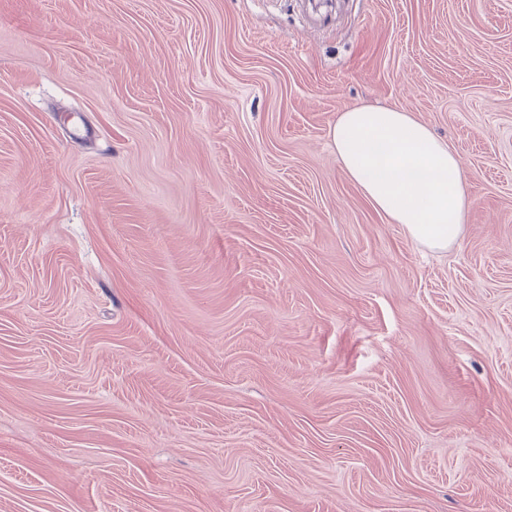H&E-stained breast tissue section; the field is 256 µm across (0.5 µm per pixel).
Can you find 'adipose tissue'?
I'll use <instances>...</instances> for the list:
<instances>
[{"label": "adipose tissue", "mask_w": 512, "mask_h": 512, "mask_svg": "<svg viewBox=\"0 0 512 512\" xmlns=\"http://www.w3.org/2000/svg\"><path fill=\"white\" fill-rule=\"evenodd\" d=\"M331 140L343 173L389 223L433 251L457 242L471 201L445 140L409 113L367 106L341 112Z\"/></svg>", "instance_id": "obj_1"}]
</instances>
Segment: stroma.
I'll return each instance as SVG.
<instances>
[{
	"label": "stroma",
	"instance_id": "stroma-1",
	"mask_svg": "<svg viewBox=\"0 0 512 512\" xmlns=\"http://www.w3.org/2000/svg\"><path fill=\"white\" fill-rule=\"evenodd\" d=\"M0 0V512H512V0ZM412 113L427 251L346 178ZM331 140L343 173L389 223L429 250L457 242L471 201L448 142L409 112L367 106L341 112Z\"/></svg>",
	"mask_w": 512,
	"mask_h": 512
}]
</instances>
